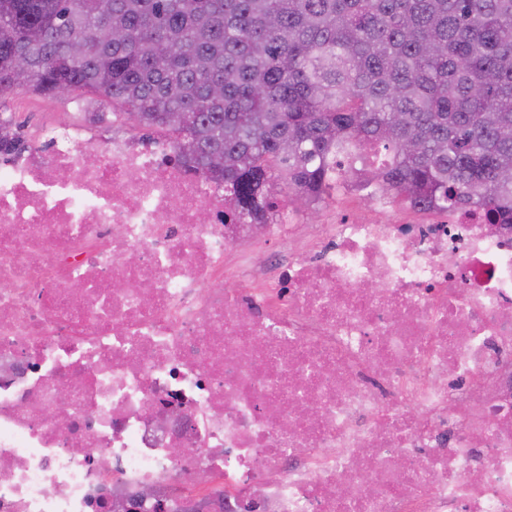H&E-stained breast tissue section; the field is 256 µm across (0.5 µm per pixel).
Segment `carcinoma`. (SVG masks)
<instances>
[{"instance_id": "cac0c4a2", "label": "carcinoma", "mask_w": 512, "mask_h": 512, "mask_svg": "<svg viewBox=\"0 0 512 512\" xmlns=\"http://www.w3.org/2000/svg\"><path fill=\"white\" fill-rule=\"evenodd\" d=\"M20 88L120 102L175 150L179 127L238 223L373 148L418 211L512 213V0H0V95Z\"/></svg>"}]
</instances>
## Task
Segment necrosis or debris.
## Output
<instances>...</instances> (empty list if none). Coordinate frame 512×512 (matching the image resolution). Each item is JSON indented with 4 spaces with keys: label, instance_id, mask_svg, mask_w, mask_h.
<instances>
[{
    "label": "necrosis or debris",
    "instance_id": "1",
    "mask_svg": "<svg viewBox=\"0 0 512 512\" xmlns=\"http://www.w3.org/2000/svg\"><path fill=\"white\" fill-rule=\"evenodd\" d=\"M168 156L60 122L0 152V512H512V226L230 224Z\"/></svg>",
    "mask_w": 512,
    "mask_h": 512
}]
</instances>
